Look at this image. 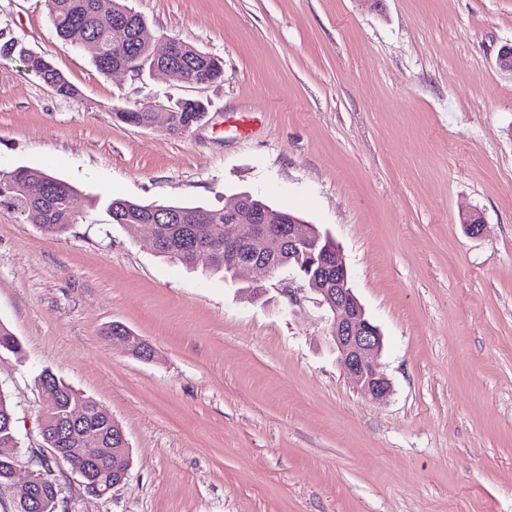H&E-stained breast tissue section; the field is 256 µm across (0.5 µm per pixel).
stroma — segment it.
<instances>
[{
    "label": "stroma",
    "mask_w": 512,
    "mask_h": 512,
    "mask_svg": "<svg viewBox=\"0 0 512 512\" xmlns=\"http://www.w3.org/2000/svg\"><path fill=\"white\" fill-rule=\"evenodd\" d=\"M127 4L154 49L189 43L222 77L102 75L62 44L47 0H0V41L81 91L60 97L0 55V172L45 169L78 191L62 235L0 205V323L22 344L0 352V389L23 447L42 443L48 370L131 451L100 498L56 466L63 512H512V75L496 65L512 0ZM183 99L207 112L180 136L113 116ZM244 192L335 241L384 334L386 399L349 382L315 295H282L288 270L188 269L108 209ZM115 323L152 357L112 342Z\"/></svg>",
    "instance_id": "stroma-1"
}]
</instances>
